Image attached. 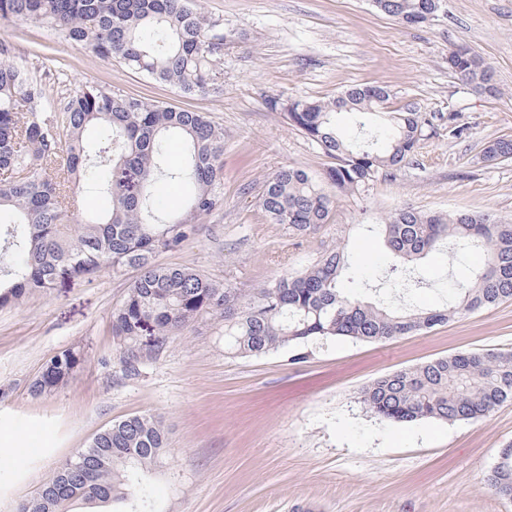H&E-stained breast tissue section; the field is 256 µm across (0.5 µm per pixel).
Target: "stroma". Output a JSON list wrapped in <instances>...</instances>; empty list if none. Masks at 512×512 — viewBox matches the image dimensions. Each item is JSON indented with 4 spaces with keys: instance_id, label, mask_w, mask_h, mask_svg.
Returning a JSON list of instances; mask_svg holds the SVG:
<instances>
[{
    "instance_id": "stroma-1",
    "label": "stroma",
    "mask_w": 512,
    "mask_h": 512,
    "mask_svg": "<svg viewBox=\"0 0 512 512\" xmlns=\"http://www.w3.org/2000/svg\"><path fill=\"white\" fill-rule=\"evenodd\" d=\"M228 35L224 91L185 95L104 60L29 22L0 25V43L41 81L55 106L92 84L117 95L208 113L224 138V207L195 237L158 256L206 278L250 288L315 264L343 246L348 288L374 284L385 250L379 224L401 209L490 213L512 221V160H482L487 141L512 138V0H445L438 17L408 26L372 0H193ZM467 45L492 67L489 94L448 69ZM382 85L394 104L433 115L434 128L392 176L359 194L337 193L328 223L303 236L265 223V180L288 166L323 176L333 161L274 97L326 100L344 88ZM462 125L448 134L449 120ZM482 252H435L416 300L443 304ZM133 271H103L0 307V512H16L65 459L129 415H159L169 449L148 481L153 512H512L488 476L512 444V402L454 424H391L366 412L359 393L403 367L454 353L512 351V301L382 343L339 339L292 361L224 353V323L201 319L169 336L136 377L125 375L112 311ZM83 362L51 394L30 382L57 352Z\"/></svg>"
}]
</instances>
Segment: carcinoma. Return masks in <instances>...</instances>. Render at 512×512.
I'll return each instance as SVG.
<instances>
[{"instance_id": "obj_1", "label": "carcinoma", "mask_w": 512, "mask_h": 512, "mask_svg": "<svg viewBox=\"0 0 512 512\" xmlns=\"http://www.w3.org/2000/svg\"><path fill=\"white\" fill-rule=\"evenodd\" d=\"M375 7L403 24L434 7V0H374ZM0 20L44 25L97 56L165 82L186 95L223 92L226 35L191 0H0ZM448 70L480 89H491L492 67L469 47L448 52ZM379 86H352L321 101L286 104L269 100L334 159L325 177L282 168L266 180L259 206L268 224L305 235L328 222L335 193H356L401 165L433 126V116L408 106L388 107ZM352 116L359 136L348 139L336 115ZM102 141L90 164L89 130ZM185 146L184 165L165 166L172 138ZM485 158L512 159V139L489 142ZM107 194L103 215L67 223L81 181ZM192 186L183 211L161 215L159 182ZM16 214L3 236L12 239L7 280L0 279V306L69 280L92 282L101 272L133 270L123 301L112 311L118 360L130 377L159 355L172 334L198 319L224 320V353L260 356L280 348L296 360L308 348L337 338L380 342L430 330L449 320L512 300V223L492 214H430L402 209L382 225L388 260L373 297L338 287L347 269L336 246L314 265L255 288L221 285L184 267L156 263L192 238L199 220L224 207V128L205 112L156 105L113 95L96 86L79 89L65 104L62 120L41 83L11 59L0 44V209ZM480 248L483 264L458 281L441 308L416 305L426 286L414 263L437 250ZM73 350L54 355L30 383L38 398L66 382L80 365ZM375 417L396 424L433 419L444 423L486 417L512 402V351H461L402 368L361 391ZM168 448L167 431L153 413L128 416L98 433L88 447L66 459L37 489L21 512H73L77 502L112 503L128 512L130 490L147 502L145 482ZM488 477L501 497H512V446Z\"/></svg>"}]
</instances>
